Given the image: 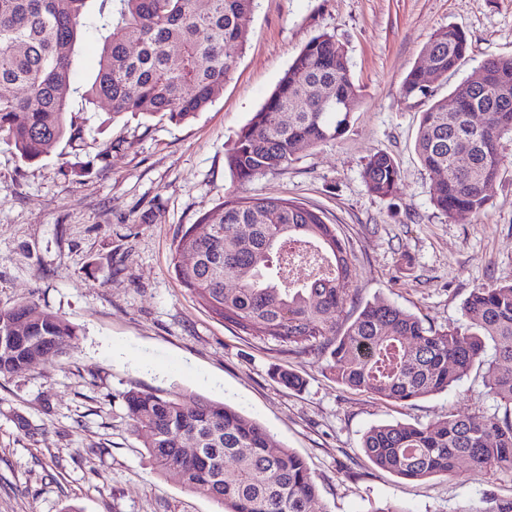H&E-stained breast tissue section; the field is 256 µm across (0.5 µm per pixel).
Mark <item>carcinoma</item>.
I'll return each mask as SVG.
<instances>
[{"label":"carcinoma","mask_w":512,"mask_h":512,"mask_svg":"<svg viewBox=\"0 0 512 512\" xmlns=\"http://www.w3.org/2000/svg\"><path fill=\"white\" fill-rule=\"evenodd\" d=\"M88 0H0V141L23 161L60 142L80 139L68 119L70 72ZM94 81L82 96L105 102L112 116L141 112L182 123L223 93L248 41L241 25L255 0H110ZM468 51L454 26L433 33L424 52L448 74ZM448 101L421 114L415 151L429 171L443 176L435 207L448 217H479L487 189L500 176L503 137L512 134V56L491 58L454 89ZM432 97L424 71L413 67L400 98ZM360 100L350 60L335 36L311 39L293 58L275 91L238 135L227 163L245 183L287 167L302 145L317 147L340 136ZM467 150L472 166L456 156ZM400 177L394 158L369 156L363 179L370 192L393 194ZM203 237L184 232L174 246L179 282L208 311L246 334L267 336L297 353L329 352L336 382L383 400L409 404L485 370L491 414L449 415L427 425L382 423L363 436L361 451L377 467L404 479L448 476L460 461L477 474L512 472V282L473 288L463 302L464 322L435 329L396 304L374 299L355 316L346 308L357 295V269L349 246L323 213L275 197H242L210 219ZM309 251L318 264L303 274L290 268L293 251ZM234 280L232 288L226 286ZM0 335L16 337L0 351V375L28 370L48 354L76 347L79 327L29 300L0 309ZM130 429L143 438L152 466L222 512H311L318 487L304 459L274 448L267 429L236 407L177 393L135 390L123 396ZM192 441L207 457L185 453ZM461 512H512V498L493 493Z\"/></svg>","instance_id":"1"}]
</instances>
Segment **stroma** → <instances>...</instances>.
Instances as JSON below:
<instances>
[{
    "label": "stroma",
    "instance_id": "obj_1",
    "mask_svg": "<svg viewBox=\"0 0 512 512\" xmlns=\"http://www.w3.org/2000/svg\"><path fill=\"white\" fill-rule=\"evenodd\" d=\"M99 0L82 19L70 108L82 140L25 162L0 142V308L32 299L77 325L76 348L0 376V512H218L212 500L154 470L130 431L125 391L193 394L236 405L269 431L273 447L307 462L319 496L312 512H460L485 492L512 497V473L409 480L360 452L383 422L426 424L451 413L494 412L482 374L402 404L336 384L327 355L298 354L211 316L178 281L173 246L205 216L241 197H279L323 211L348 242L357 303L374 297L435 327L462 323L481 284L512 281V139L482 218L446 216L438 177L414 149L425 103L403 102L401 83L431 35L455 25L468 37L458 71L432 87L449 96L493 56L512 55V0H257L249 40L219 99L175 124L88 103L103 46ZM343 44L360 105L347 130L301 147L288 168L240 183L226 156L293 58L315 36ZM390 153L392 195L362 177L370 154ZM120 345L122 357L112 355ZM300 375L293 390L276 369Z\"/></svg>",
    "mask_w": 512,
    "mask_h": 512
}]
</instances>
